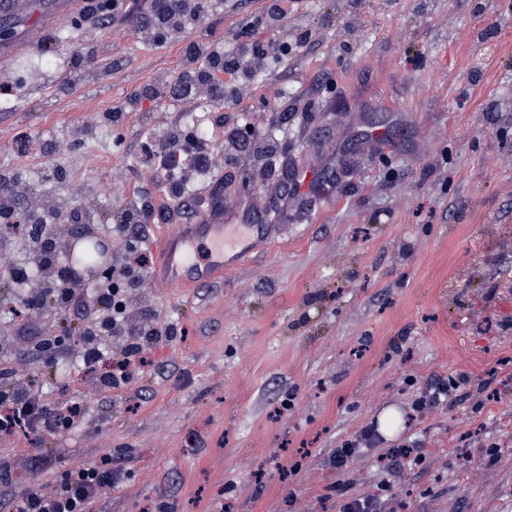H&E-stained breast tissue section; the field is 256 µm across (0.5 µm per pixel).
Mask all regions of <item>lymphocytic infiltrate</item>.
<instances>
[{"instance_id":"obj_1","label":"lymphocytic infiltrate","mask_w":512,"mask_h":512,"mask_svg":"<svg viewBox=\"0 0 512 512\" xmlns=\"http://www.w3.org/2000/svg\"><path fill=\"white\" fill-rule=\"evenodd\" d=\"M207 0H151L147 16L137 22V32L158 40L185 28L204 25ZM288 53L287 41H243L236 54L229 55L203 42L191 43L186 51L187 69L173 87L176 100L191 102L199 94L225 106L237 104L255 72L281 60ZM146 166H154L157 158H185L187 167L209 169L213 152L206 138L179 127L163 139L146 144ZM147 259L136 244L127 247L126 262L113 268L109 278L98 282L92 295L71 286L62 267L46 275L44 291L51 295L59 309L95 308L97 316L82 332V368L94 375L104 390H118L147 363L146 350L172 340V328L153 325L134 326L129 321V304L123 282L136 283L147 273ZM122 335L126 343L120 356L106 357L104 337ZM467 376L437 378L428 382L411 404L417 415L441 404H451L465 396ZM86 412L78 404L56 408L43 398L30 382L16 381L8 373L0 374V437L24 431L37 436L55 437L85 424ZM119 472L111 457L85 463L64 471L50 490L29 489L16 495L10 512H92L102 492L117 486Z\"/></svg>"}]
</instances>
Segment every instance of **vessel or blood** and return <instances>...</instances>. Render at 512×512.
<instances>
[{
    "mask_svg": "<svg viewBox=\"0 0 512 512\" xmlns=\"http://www.w3.org/2000/svg\"><path fill=\"white\" fill-rule=\"evenodd\" d=\"M234 212L219 202L182 225L162 243L156 276L171 288H192L223 279L258 247V236L235 231Z\"/></svg>",
    "mask_w": 512,
    "mask_h": 512,
    "instance_id": "1",
    "label": "vessel or blood"
}]
</instances>
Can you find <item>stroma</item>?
<instances>
[{
    "label": "stroma",
    "mask_w": 512,
    "mask_h": 512,
    "mask_svg": "<svg viewBox=\"0 0 512 512\" xmlns=\"http://www.w3.org/2000/svg\"><path fill=\"white\" fill-rule=\"evenodd\" d=\"M266 4L215 0L204 29L165 41L133 33L147 0L94 31L66 15L0 67L16 85L0 98V179L42 182L66 213L58 240L85 228L111 242L113 263L129 239L155 257L213 188L258 227L277 222L271 192L291 194L280 235L222 282L128 289L134 322L177 336L120 391L82 374L83 318L53 306L15 315L0 278V368L89 413L62 436L0 439L11 465L0 512L106 455L122 475L94 512H338L383 480L396 512H512V0H290L281 31L257 37L300 47L233 108L201 99L182 111L169 84L186 46L232 51ZM140 90L152 99L133 104ZM265 100L278 113L259 111ZM116 109L120 128L97 125ZM183 122L208 133L216 163L178 200L142 147ZM302 166L315 175L295 194ZM136 204L154 222L113 237ZM69 327L65 354L46 359L38 337ZM459 373L467 397L397 436L419 441L422 461L383 472L381 444L345 473L329 466L383 411L408 415L427 382Z\"/></svg>",
    "instance_id": "obj_1"
}]
</instances>
